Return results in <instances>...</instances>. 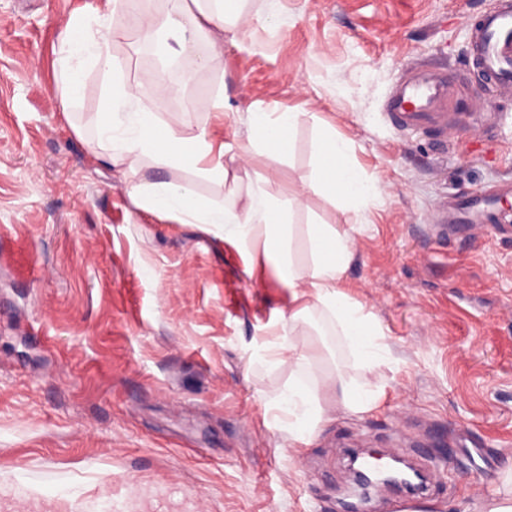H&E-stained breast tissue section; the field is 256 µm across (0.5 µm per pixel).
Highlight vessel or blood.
<instances>
[{
	"label": "vessel or blood",
	"instance_id": "1",
	"mask_svg": "<svg viewBox=\"0 0 512 512\" xmlns=\"http://www.w3.org/2000/svg\"><path fill=\"white\" fill-rule=\"evenodd\" d=\"M469 64L491 86H512V0H500L498 7L485 12L473 30ZM448 79L430 72L416 73L389 105L392 116L405 125L447 128ZM468 210L478 212L480 223L489 231L503 234L504 226L494 223L488 199L473 197Z\"/></svg>",
	"mask_w": 512,
	"mask_h": 512
}]
</instances>
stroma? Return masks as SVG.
Masks as SVG:
<instances>
[{"mask_svg":"<svg viewBox=\"0 0 512 512\" xmlns=\"http://www.w3.org/2000/svg\"><path fill=\"white\" fill-rule=\"evenodd\" d=\"M497 0H247L221 59L144 83L139 34L117 48L141 106L182 137L231 144L241 185L299 196L305 226L352 230L347 291L381 324L384 362L367 366L321 311L322 384L341 373L380 392L294 442L273 404L288 291L201 224L139 208L137 183L173 182L223 202V185L143 158L94 161L107 81L85 64L70 114L58 81L73 15L96 34L102 0H0V512H336L344 451L383 448L451 464L428 488L432 512H480L512 493V238L480 227L441 244L429 226L468 194L499 188L512 225V94L468 61ZM422 63L450 78L449 111L488 116L440 144L394 125L387 104ZM223 98L224 112L212 103ZM297 112L286 158L253 148L248 108ZM347 139L371 200L335 204L311 187L323 126Z\"/></svg>","mask_w":512,"mask_h":512,"instance_id":"35a3bbf8","label":"stroma"}]
</instances>
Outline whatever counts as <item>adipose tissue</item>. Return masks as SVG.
<instances>
[{
    "label": "adipose tissue",
    "instance_id": "obj_1",
    "mask_svg": "<svg viewBox=\"0 0 512 512\" xmlns=\"http://www.w3.org/2000/svg\"><path fill=\"white\" fill-rule=\"evenodd\" d=\"M174 17L167 29H159L153 20H145L143 30L163 35L177 44L185 36L177 16H191L195 32L208 36L226 30L242 20L241 0H171ZM96 37L84 35V21L71 17L62 35L68 47V63L61 71L63 110H70L82 87L81 62L91 61L112 77L97 122V134L88 143L90 152L103 161H124L136 165L153 157L173 167L194 169L200 176L224 184L227 200L212 206L186 187L170 182L138 184L131 194L145 210L165 213L182 224H203L208 231L244 252H256L276 268L280 284L288 290V330L307 323L312 308L327 311L342 336L368 365L381 362L382 329L371 312L343 289L345 274L354 258V242L349 233L339 232L331 224H311L307 239L311 260L301 265L295 259L293 226L290 222L292 199H282L263 187L240 191L224 164L223 145L214 144L206 135L187 139L174 130L160 128L155 113L138 105L135 86L126 83L112 54L113 45L124 38L126 29L115 18L112 5H105ZM295 112H249L248 139L254 148L269 154L286 155L289 140L298 122ZM314 186L322 195L350 204L365 200L372 185L351 160L349 143L332 127L321 134ZM379 402L375 392L359 389L344 377L327 380L324 389L308 386L299 376H291L276 407L288 417V433L294 440L309 441L314 431L332 420L336 413L362 414Z\"/></svg>",
    "mask_w": 512,
    "mask_h": 512
}]
</instances>
